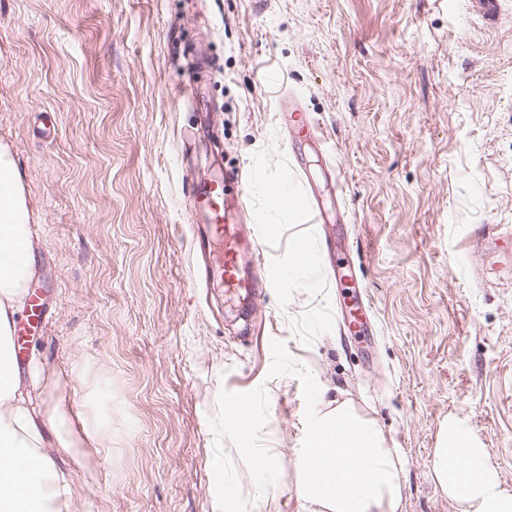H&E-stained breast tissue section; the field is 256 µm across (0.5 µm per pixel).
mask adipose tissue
<instances>
[{
    "instance_id": "1",
    "label": "adipose tissue",
    "mask_w": 512,
    "mask_h": 512,
    "mask_svg": "<svg viewBox=\"0 0 512 512\" xmlns=\"http://www.w3.org/2000/svg\"><path fill=\"white\" fill-rule=\"evenodd\" d=\"M0 340L11 335L31 276L34 244L18 175L0 150ZM65 396L32 406L20 388L13 350L0 343V512H71L72 472L44 449L47 437L72 463L79 449L111 437L98 393H89L74 413ZM299 497L313 512H401L400 460L382 431L343 406L315 410L308 419ZM434 479L461 512H512L486 450L464 421L451 423L431 460Z\"/></svg>"
}]
</instances>
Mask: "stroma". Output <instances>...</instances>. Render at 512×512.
<instances>
[{"mask_svg": "<svg viewBox=\"0 0 512 512\" xmlns=\"http://www.w3.org/2000/svg\"><path fill=\"white\" fill-rule=\"evenodd\" d=\"M0 0V148L37 239L42 315L27 344L70 405L112 418L73 512H301L298 450L318 404L348 403L402 461L401 512H459L430 459L453 418L512 492V0ZM213 73L191 109L179 81ZM307 150L313 224L283 127ZM189 162L176 145L200 124ZM252 169L245 224H277L283 280L250 302L197 287L187 188ZM294 198L270 201L273 186ZM342 249L370 298L295 284V245ZM248 395L253 433L233 429ZM275 458L256 468L255 449ZM288 107L293 109L289 118L296 135L306 140L314 139L319 142L324 139L319 124L313 117L306 114V112H300L293 101H290Z\"/></svg>", "mask_w": 512, "mask_h": 512, "instance_id": "35a3bbf8", "label": "stroma"}]
</instances>
